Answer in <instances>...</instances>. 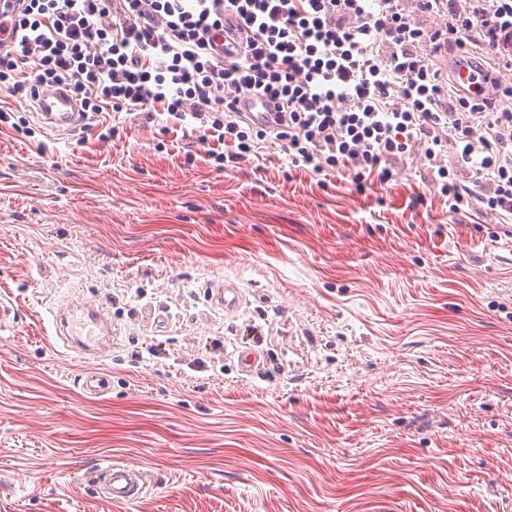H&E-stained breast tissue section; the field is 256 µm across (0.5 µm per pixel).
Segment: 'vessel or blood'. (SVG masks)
<instances>
[{"instance_id": "obj_1", "label": "vessel or blood", "mask_w": 512, "mask_h": 512, "mask_svg": "<svg viewBox=\"0 0 512 512\" xmlns=\"http://www.w3.org/2000/svg\"><path fill=\"white\" fill-rule=\"evenodd\" d=\"M450 77L458 88L477 96L492 92L489 79L473 60L464 58L453 62ZM33 115L44 128L59 135H69L88 127V115L72 97L66 85L49 91H36L31 98ZM211 301L225 311H236L242 301L240 289L231 282L211 287ZM46 322L52 335L57 336L65 350L78 355H93L102 348V339L111 335L112 323L94 305L76 303L69 309L49 308ZM83 391L92 396L105 395L111 388L109 378L98 372H88L78 380ZM114 502L133 504L146 494L144 473L124 461H105L87 475Z\"/></svg>"}]
</instances>
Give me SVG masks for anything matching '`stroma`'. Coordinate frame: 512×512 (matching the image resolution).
<instances>
[{
	"instance_id": "35a3bbf8",
	"label": "stroma",
	"mask_w": 512,
	"mask_h": 512,
	"mask_svg": "<svg viewBox=\"0 0 512 512\" xmlns=\"http://www.w3.org/2000/svg\"><path fill=\"white\" fill-rule=\"evenodd\" d=\"M207 150L129 118L109 142L0 126V512H512V222L449 216L418 155L378 199L277 143ZM77 297L112 321L89 361L43 324ZM109 457L145 498L85 482ZM210 300L224 308V312L236 311L242 301L240 289L233 283L225 281L215 287L210 285ZM83 391L91 396L105 395L111 388L109 378L99 372H88L78 379Z\"/></svg>"
}]
</instances>
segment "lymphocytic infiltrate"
<instances>
[{"label":"lymphocytic infiltrate","instance_id":"1","mask_svg":"<svg viewBox=\"0 0 512 512\" xmlns=\"http://www.w3.org/2000/svg\"><path fill=\"white\" fill-rule=\"evenodd\" d=\"M0 20V90L69 84L100 140L115 132L105 114L162 118L209 142L219 171L276 140L290 169L350 174L362 195L418 152L449 214L512 217V112L448 94L434 62L476 48L488 76L511 70L512 0H16ZM242 91L266 99L270 122L248 116Z\"/></svg>","mask_w":512,"mask_h":512}]
</instances>
